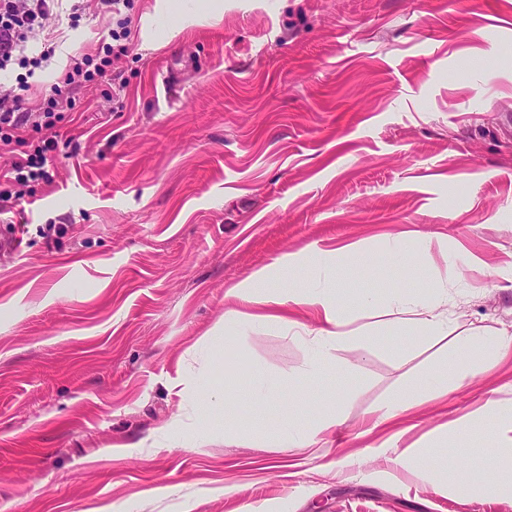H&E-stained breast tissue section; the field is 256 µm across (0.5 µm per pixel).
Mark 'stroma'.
Instances as JSON below:
<instances>
[{
	"label": "stroma",
	"instance_id": "35a3bbf8",
	"mask_svg": "<svg viewBox=\"0 0 512 512\" xmlns=\"http://www.w3.org/2000/svg\"><path fill=\"white\" fill-rule=\"evenodd\" d=\"M84 5L73 27L61 0L28 91L0 70L24 109L96 53L111 16ZM155 5L122 11L123 91L67 89L50 182L0 214V512H512L493 435L452 425L489 401L512 416V353L447 397L426 384L454 337L512 334V0H224L191 27ZM353 243L349 316L412 290L438 336L379 328L302 382L311 353L285 329H226L262 313L229 295L255 271ZM258 376L279 390L257 410ZM403 388L395 449L369 425ZM205 393L240 438L204 420ZM330 406L326 446L280 444L282 419ZM440 426L425 466L397 463ZM461 458L478 480L447 484Z\"/></svg>",
	"mask_w": 512,
	"mask_h": 512
}]
</instances>
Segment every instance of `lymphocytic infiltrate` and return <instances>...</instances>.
I'll return each instance as SVG.
<instances>
[{"instance_id": "obj_1", "label": "lymphocytic infiltrate", "mask_w": 512, "mask_h": 512, "mask_svg": "<svg viewBox=\"0 0 512 512\" xmlns=\"http://www.w3.org/2000/svg\"><path fill=\"white\" fill-rule=\"evenodd\" d=\"M59 0H0V69L18 65L28 70L50 63L56 52L54 33L47 25ZM126 20H118L99 46V57L74 59L61 84L53 86L34 111L25 112L17 95L0 94V150L11 152L8 165L0 169V204L21 201L23 186L49 181V153L57 151L60 133L56 127L61 108L70 104L63 95L71 85H103L112 79V44L127 38ZM37 133L27 150L14 152L20 130Z\"/></svg>"}]
</instances>
